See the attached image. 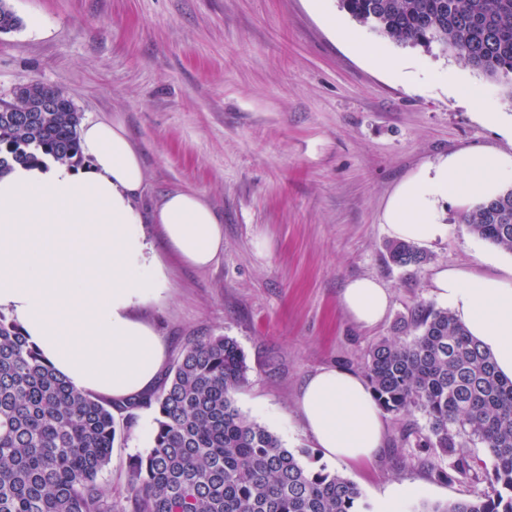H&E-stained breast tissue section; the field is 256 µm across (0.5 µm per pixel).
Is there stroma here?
<instances>
[{
	"label": "stroma",
	"instance_id": "stroma-1",
	"mask_svg": "<svg viewBox=\"0 0 512 512\" xmlns=\"http://www.w3.org/2000/svg\"><path fill=\"white\" fill-rule=\"evenodd\" d=\"M20 29L0 33V96L42 82L58 87L84 121H117L140 150L143 216L168 193L204 196L224 219V252L208 267L164 255L167 289L137 314L162 336L167 362L195 337L236 340L248 382L235 405L311 468L341 471L380 512L394 488L414 485L401 512L427 501L471 498L478 484L436 477L433 456L401 450L420 412L386 414L375 461L337 466L303 430L296 400L323 367L363 371L372 345L400 336L420 304L437 305L430 274L440 265L503 275L512 253L471 234L461 206L446 204L447 237L427 262L387 258L383 214L405 181L449 153L512 154V132L482 123L472 103L434 86H412L351 51L355 34L383 54L435 69L507 104L512 88L462 65L442 47L395 44L343 11L327 26L313 0H8ZM391 293L378 326L355 324L338 297L353 278ZM139 412L118 434L104 481L120 497L129 461L152 442Z\"/></svg>",
	"mask_w": 512,
	"mask_h": 512
}]
</instances>
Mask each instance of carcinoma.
<instances>
[{"mask_svg":"<svg viewBox=\"0 0 512 512\" xmlns=\"http://www.w3.org/2000/svg\"><path fill=\"white\" fill-rule=\"evenodd\" d=\"M364 26L400 45H440L491 78H512V0H340ZM22 20L0 0V33ZM54 109L44 112L46 101ZM82 114L54 86L33 82L0 98V174L45 158L79 163ZM480 239L512 253V189L461 217ZM388 260L419 266L410 243L386 244ZM409 339L369 352L368 380L380 407L418 411L423 428L403 435L410 457L448 459L442 479L482 471L473 498L424 503L413 512H512V380L501 377L446 308L418 305ZM245 357L228 336L188 341L159 389L118 408L122 428L155 411L150 451L130 463L125 494L102 483L117 436L112 403L67 384L0 312V512H360L346 476L307 467L265 426L244 418L234 394ZM481 447L485 457L464 452Z\"/></svg>","mask_w":512,"mask_h":512,"instance_id":"obj_1","label":"carcinoma"}]
</instances>
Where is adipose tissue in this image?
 <instances>
[{"label":"adipose tissue","mask_w":512,"mask_h":512,"mask_svg":"<svg viewBox=\"0 0 512 512\" xmlns=\"http://www.w3.org/2000/svg\"><path fill=\"white\" fill-rule=\"evenodd\" d=\"M82 149L83 167L47 159L14 165L0 177V310L73 387L122 403L154 389L162 373L164 344L136 311L160 299L165 273L133 206L145 182L136 145L120 124L92 121L82 130ZM511 179L512 154H448L399 189L384 213L385 229L395 240L430 245L448 233L444 203L487 201ZM152 221L189 266L208 267L224 250V225L200 194H167ZM432 284L499 374L512 379V272L485 277L444 267ZM390 304L389 290L372 277L350 280L339 296L343 311L363 327L384 321ZM296 408L329 460L379 456L385 421L361 375L319 370Z\"/></svg>","instance_id":"adipose-tissue-1"}]
</instances>
